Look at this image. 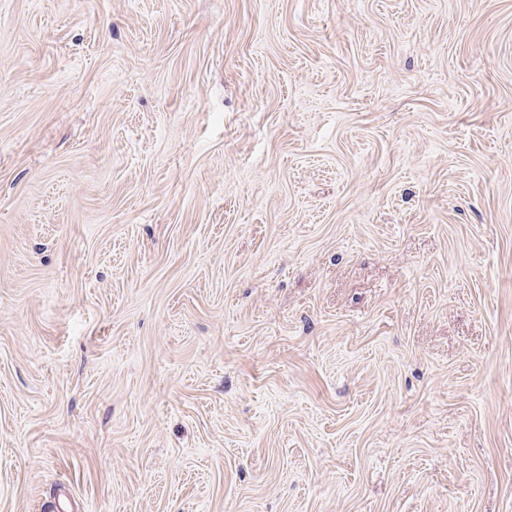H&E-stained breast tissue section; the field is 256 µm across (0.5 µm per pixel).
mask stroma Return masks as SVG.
<instances>
[{
	"label": "stroma",
	"instance_id": "35a3bbf8",
	"mask_svg": "<svg viewBox=\"0 0 512 512\" xmlns=\"http://www.w3.org/2000/svg\"><path fill=\"white\" fill-rule=\"evenodd\" d=\"M512 512V0H0V512Z\"/></svg>",
	"mask_w": 512,
	"mask_h": 512
}]
</instances>
